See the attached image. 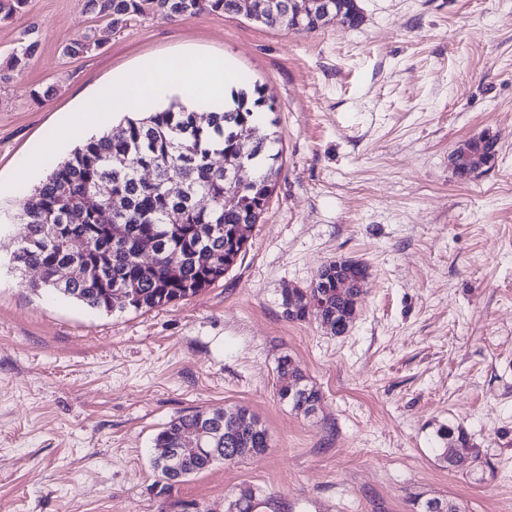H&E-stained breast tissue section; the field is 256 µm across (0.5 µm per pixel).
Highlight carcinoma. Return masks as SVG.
I'll return each instance as SVG.
<instances>
[{"label":"carcinoma","instance_id":"obj_1","mask_svg":"<svg viewBox=\"0 0 512 512\" xmlns=\"http://www.w3.org/2000/svg\"><path fill=\"white\" fill-rule=\"evenodd\" d=\"M344 7L341 22L357 27L364 21L354 0H338ZM87 5L112 29L145 19L176 21L200 13L235 14L238 0H86ZM28 0H0V20L23 12ZM269 28L291 29L294 17L269 15L260 21ZM24 32L20 49L9 58L8 69H23L37 42ZM95 32H83L63 48L68 56L98 49ZM243 89L232 92V104L219 111L196 112L179 102L141 117L126 115L99 136H93L57 163L40 186L19 204L16 215L17 247L11 260L17 267L41 270V286L88 307L112 313L151 310L185 300L211 285L236 263L224 261L226 246L237 228H253L271 196L282 151L278 138L262 128L256 108L266 105L260 87L253 88V102ZM469 149L487 159H496L498 137L481 135L469 139ZM242 158L255 170L250 183L233 185L224 165L212 157ZM151 170L149 181L140 171ZM108 183L107 197L96 196L97 187ZM237 202L224 207V195ZM208 198L202 208L199 199ZM111 217L99 220L98 210ZM176 213L178 221L170 220ZM73 238H83L87 248L75 253ZM153 242L154 256L146 263L141 244ZM362 264L338 259L318 272L308 288H286L281 293L283 312L290 320L313 318L333 335L345 334L352 325L363 292ZM347 279L351 288H336ZM277 395L292 409L308 416L314 413L321 393L308 383L288 355L276 367ZM202 428L208 433L205 447L232 448L226 464H234L268 448V432L259 417L245 407L197 410L171 419L154 439L156 448H180L182 433ZM439 437L444 447L437 459L446 467L475 474L483 465L482 451L466 430L444 428ZM181 473L169 476L158 470L163 494L174 485L210 469L217 460L192 449L184 451ZM254 496L229 503L228 512H257Z\"/></svg>","mask_w":512,"mask_h":512}]
</instances>
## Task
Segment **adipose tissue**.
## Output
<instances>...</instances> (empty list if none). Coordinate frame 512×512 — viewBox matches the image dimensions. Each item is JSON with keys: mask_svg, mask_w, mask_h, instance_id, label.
<instances>
[{"mask_svg": "<svg viewBox=\"0 0 512 512\" xmlns=\"http://www.w3.org/2000/svg\"><path fill=\"white\" fill-rule=\"evenodd\" d=\"M239 81L233 67L221 57L197 58L193 67H177L171 60H153L113 77L89 100L64 128L77 135L87 128H100L118 112L150 109L165 98L179 97L198 109L205 104H223Z\"/></svg>", "mask_w": 512, "mask_h": 512, "instance_id": "obj_1", "label": "adipose tissue"}]
</instances>
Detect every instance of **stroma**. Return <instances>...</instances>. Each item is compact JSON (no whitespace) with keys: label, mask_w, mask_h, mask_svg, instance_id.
Returning <instances> with one entry per match:
<instances>
[{"label":"stroma","mask_w":512,"mask_h":512,"mask_svg":"<svg viewBox=\"0 0 512 512\" xmlns=\"http://www.w3.org/2000/svg\"><path fill=\"white\" fill-rule=\"evenodd\" d=\"M364 22L316 32L245 15L112 30L86 0H28L0 21V69L23 32L38 47L0 79V512H512V0H358ZM95 29L100 49L65 44ZM189 53L230 60L273 104L283 169L224 278L149 311L92 310L15 268L20 201L77 140L52 131L116 72ZM499 138L458 180L449 154ZM369 267L341 336L291 321L285 287L336 259ZM290 356L321 392L279 400ZM245 406L259 456L158 495L154 438L172 418ZM484 452L482 479L439 463L441 427ZM469 149L475 153H480L486 159H492L493 161L496 159L498 154V137L497 136H487L486 134L481 135L479 137H474L469 140ZM463 143L459 144L457 148L450 155V166L454 173V175L460 179L461 178V169L458 167L456 158L459 156V153H464L468 160L469 167L472 169H477L479 171L485 166H488L491 162L486 163L482 160L480 154L472 153L468 148H466Z\"/></svg>","instance_id":"obj_1"}]
</instances>
